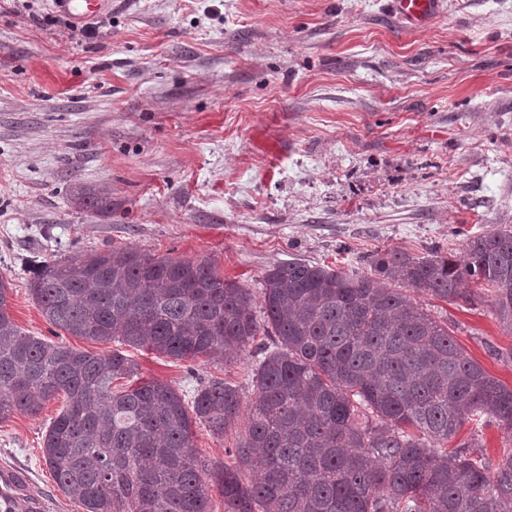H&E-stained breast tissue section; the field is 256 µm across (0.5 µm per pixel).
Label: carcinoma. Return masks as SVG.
Returning a JSON list of instances; mask_svg holds the SVG:
<instances>
[{
  "label": "carcinoma",
  "instance_id": "1",
  "mask_svg": "<svg viewBox=\"0 0 512 512\" xmlns=\"http://www.w3.org/2000/svg\"><path fill=\"white\" fill-rule=\"evenodd\" d=\"M71 202L112 213L111 197L92 186ZM369 266L277 264L262 280L260 316L251 289L209 259L114 246L38 266L32 300L70 336L190 362L227 363L257 345L245 438L213 466L197 455L194 426L224 437L241 414L236 386L212 380L188 401L142 379L119 350L32 336L15 322L1 276L0 421L66 398L43 458L84 512H211L212 485L224 512H512V449L491 458L469 441L446 447L467 423L511 431L512 387L391 287L448 302L470 279L493 288L494 312L512 327V230L468 239L460 258L386 251Z\"/></svg>",
  "mask_w": 512,
  "mask_h": 512
}]
</instances>
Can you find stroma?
<instances>
[{
	"label": "stroma",
	"mask_w": 512,
	"mask_h": 512,
	"mask_svg": "<svg viewBox=\"0 0 512 512\" xmlns=\"http://www.w3.org/2000/svg\"><path fill=\"white\" fill-rule=\"evenodd\" d=\"M388 0H118L74 38L49 0H0V275L25 332L54 339L28 283L53 255L133 246L211 259L259 292L300 258L356 272L395 249L462 255L512 230V0H443L406 29ZM82 186L112 197L74 207ZM415 299L512 386V328L492 292ZM140 377L183 394L214 378L255 397L251 352L187 362L129 349ZM62 408L0 422L11 510L84 512L43 460ZM247 416L199 456L226 461ZM71 202L77 208L92 210L93 212L101 215L111 214L112 212V199L111 197L92 186L82 187Z\"/></svg>",
	"instance_id": "35a3bbf8"
}]
</instances>
